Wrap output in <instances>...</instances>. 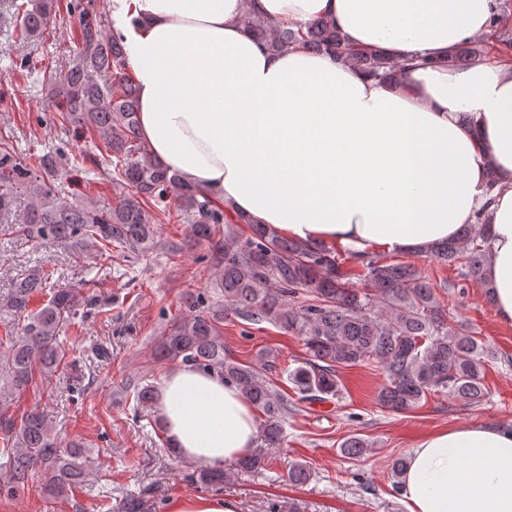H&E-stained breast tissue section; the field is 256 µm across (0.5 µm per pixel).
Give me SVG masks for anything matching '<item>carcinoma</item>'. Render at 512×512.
I'll use <instances>...</instances> for the list:
<instances>
[{"label":"carcinoma","mask_w":512,"mask_h":512,"mask_svg":"<svg viewBox=\"0 0 512 512\" xmlns=\"http://www.w3.org/2000/svg\"><path fill=\"white\" fill-rule=\"evenodd\" d=\"M80 46L72 64L53 87L62 103L57 122L64 132L81 129L97 135V152L69 157L73 167H85L97 177L126 189L117 203L93 198L69 202L56 173L61 148L41 156L21 157L9 141L0 139V213L10 214L14 198L29 204L19 231L36 246L58 243L75 257L89 251H116L131 272L135 264L160 246L157 221L170 215L176 196L180 220L191 235L209 244L211 267L217 269L221 298L211 302L199 295L187 298L188 314L174 322L155 346L158 358L189 363L200 371L220 374L235 385L264 416L266 440L275 442L288 417V393L272 380L286 376L300 402H326L341 392L339 370L372 362L384 384L377 401L392 412H407L430 392L469 405L486 395V366L495 353L462 322L448 318L434 286L409 265L384 262L371 255L359 258L363 287L353 288L336 252L328 245L290 239L257 224L240 232L243 220L232 216L208 191L185 184L157 163L140 137L137 86L129 73L124 36L106 29L105 22L84 0H74ZM14 36L18 42L43 37L52 19L53 0H11ZM247 30L269 50L301 45L315 53L331 51L363 72L389 76L398 64L382 55L354 49L343 42L333 22L318 18L297 29L277 28L269 20L245 14ZM492 37L512 48V11L499 8ZM480 56L475 46H461L448 66ZM222 234H217V229ZM489 239L482 224L464 226L457 239L433 247L427 256L455 266L464 281L483 282ZM48 296L30 310L35 296ZM307 295L304 301L298 296ZM23 318L21 328L4 327L0 345V379L6 382L0 401L16 396L34 383L35 370L50 373L65 363L58 333L79 314L98 308L96 296L83 288L53 281L41 266L17 275L3 303ZM250 324L270 323L301 338L305 357L292 369L283 368L279 352L262 351L251 363L239 362L224 347L228 315ZM133 409H152L157 392L151 383L133 386ZM85 449H60L45 416L37 410L17 420L0 407V458L4 478L0 496L25 491L36 468L50 475L49 492L67 497L82 487ZM204 485L224 482L220 468L190 473ZM154 489L126 498L118 512H152Z\"/></svg>","instance_id":"cac0c4a2"}]
</instances>
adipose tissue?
Wrapping results in <instances>:
<instances>
[{"mask_svg":"<svg viewBox=\"0 0 512 512\" xmlns=\"http://www.w3.org/2000/svg\"><path fill=\"white\" fill-rule=\"evenodd\" d=\"M154 159L231 213L357 255L412 253L484 217V277L512 325V60L464 69L498 0H108ZM331 19L345 43L398 63L389 79L329 52H274L242 22ZM157 403L175 452L220 466L252 451L253 406L183 364ZM408 512H512V426L436 430L400 476Z\"/></svg>","mask_w":512,"mask_h":512,"instance_id":"1","label":"adipose tissue"}]
</instances>
